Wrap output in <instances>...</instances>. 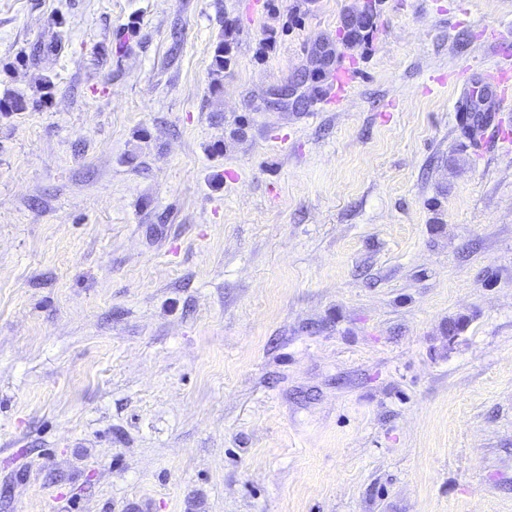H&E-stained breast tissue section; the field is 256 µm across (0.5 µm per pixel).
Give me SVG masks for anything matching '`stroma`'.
<instances>
[{"instance_id": "35a3bbf8", "label": "stroma", "mask_w": 512, "mask_h": 512, "mask_svg": "<svg viewBox=\"0 0 512 512\" xmlns=\"http://www.w3.org/2000/svg\"><path fill=\"white\" fill-rule=\"evenodd\" d=\"M358 6L0 0V512H512V0ZM330 62V58H326L324 56H321L316 50L313 52V64L314 68L312 71H309L308 74L303 75L299 80L298 84L291 86L288 88V90L285 92L284 96L286 99H293L298 98V101H303L306 99L308 94L306 93L305 89L304 91H301L304 87L309 88L308 84L309 82L314 83L319 76H321L326 69L327 65ZM306 88V89H307ZM507 96V89L503 90L502 94H496V101L491 102L490 106L485 111V114L482 118L483 128L481 133L474 139L472 142V146L474 148H487L490 144H492L496 139H498L499 135H502L500 140H507L500 129H496L494 125V112H496L497 106L505 99ZM490 130L489 134L488 131Z\"/></svg>"}]
</instances>
